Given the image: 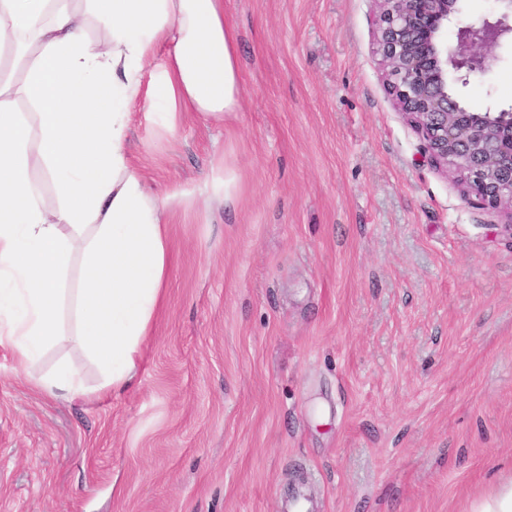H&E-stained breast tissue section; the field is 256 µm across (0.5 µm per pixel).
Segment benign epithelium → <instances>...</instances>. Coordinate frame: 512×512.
I'll return each instance as SVG.
<instances>
[{
	"mask_svg": "<svg viewBox=\"0 0 512 512\" xmlns=\"http://www.w3.org/2000/svg\"><path fill=\"white\" fill-rule=\"evenodd\" d=\"M378 45L387 87L426 143L431 161L454 171L482 206L512 209V108L475 109L454 87L486 68L477 45L512 37V0L482 22L460 18L459 0H378ZM457 44L448 47V25Z\"/></svg>",
	"mask_w": 512,
	"mask_h": 512,
	"instance_id": "benign-epithelium-1",
	"label": "benign epithelium"
}]
</instances>
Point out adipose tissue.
<instances>
[{"label": "adipose tissue", "mask_w": 512, "mask_h": 512, "mask_svg": "<svg viewBox=\"0 0 512 512\" xmlns=\"http://www.w3.org/2000/svg\"><path fill=\"white\" fill-rule=\"evenodd\" d=\"M176 135L183 113L241 110L224 0H0V345L34 369L74 336L113 389L132 385L163 298L167 215L239 190L217 155L198 182L149 189L130 108Z\"/></svg>", "instance_id": "obj_1"}]
</instances>
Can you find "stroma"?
I'll return each mask as SVG.
<instances>
[{
  "mask_svg": "<svg viewBox=\"0 0 512 512\" xmlns=\"http://www.w3.org/2000/svg\"><path fill=\"white\" fill-rule=\"evenodd\" d=\"M377 0H224L237 121L129 152L156 191L222 153L239 191L176 211L135 383H28L0 347V512H469L512 476V210L436 167L388 93ZM458 87L512 106V41Z\"/></svg>",
  "mask_w": 512,
  "mask_h": 512,
  "instance_id": "stroma-1",
  "label": "stroma"
}]
</instances>
